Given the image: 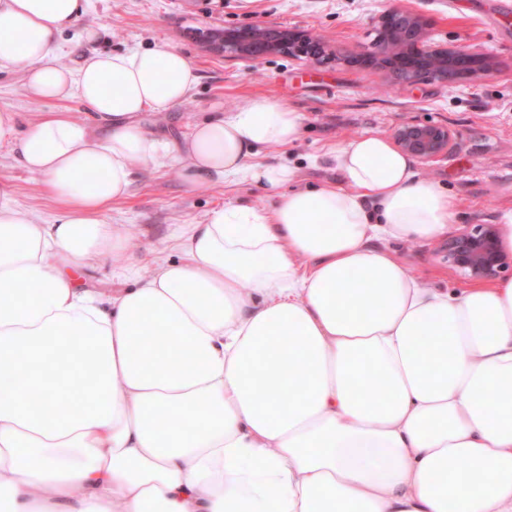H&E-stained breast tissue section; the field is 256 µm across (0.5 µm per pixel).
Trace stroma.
<instances>
[{"label": "stroma", "mask_w": 512, "mask_h": 512, "mask_svg": "<svg viewBox=\"0 0 512 512\" xmlns=\"http://www.w3.org/2000/svg\"><path fill=\"white\" fill-rule=\"evenodd\" d=\"M394 4L430 19L432 42L480 47L494 58V70L451 88L405 83L380 68L347 65V57L372 45L374 18ZM87 19L104 27L98 50L175 48L189 56L199 75L194 90L178 108L146 118L168 136L182 137L215 109L233 110L256 97L283 100L304 114L302 136L290 146L263 147L256 159L294 167L303 184L320 185L340 180L319 160L327 145L366 132L388 137L400 125L430 122L451 129L456 148L435 161L416 162L415 168L454 196L458 221L449 232L468 224H499L512 213V14H492L490 0H90ZM262 24L304 28L330 42L333 55L320 63L288 55L243 61L205 46L210 29ZM0 110L26 120L47 110L75 120L85 117L77 98L49 105L30 98L21 74L13 71L0 72ZM0 179L12 183L17 205L50 219L53 205L39 177L6 149H0ZM240 202L261 206L265 200L247 184L219 182L191 191L179 163L172 162L142 173L129 196L113 204L108 219L137 231L129 251L143 260L153 248L173 247L182 225L200 223L212 208ZM390 247L427 284L463 288L470 283L435 244L394 241Z\"/></svg>", "instance_id": "1"}]
</instances>
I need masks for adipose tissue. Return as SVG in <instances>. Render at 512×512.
I'll return each instance as SVG.
<instances>
[{"label": "adipose tissue", "mask_w": 512, "mask_h": 512, "mask_svg": "<svg viewBox=\"0 0 512 512\" xmlns=\"http://www.w3.org/2000/svg\"><path fill=\"white\" fill-rule=\"evenodd\" d=\"M88 8L0 0V70L87 109L23 130L0 110V147L54 206L42 221L0 180V512H512V278L428 286L387 246L443 238L454 197L373 132L325 152L338 185L254 162L302 135L284 101L180 140L147 129L196 69L175 49L96 50ZM169 160L190 189L245 183L273 206L209 210L136 264L106 214ZM106 259L121 288L85 287ZM80 31V28L76 27L65 33L62 37L64 52L60 55L58 61L69 67H76L82 53L87 49V47L81 46L78 43Z\"/></svg>", "instance_id": "ef3b65f1"}]
</instances>
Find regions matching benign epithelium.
<instances>
[{
  "label": "benign epithelium",
  "mask_w": 512,
  "mask_h": 512,
  "mask_svg": "<svg viewBox=\"0 0 512 512\" xmlns=\"http://www.w3.org/2000/svg\"><path fill=\"white\" fill-rule=\"evenodd\" d=\"M376 41L351 58L359 67L379 65L410 82L445 85L470 82L490 71L495 62L469 43L433 45L428 41L429 20L414 12L391 7L374 20ZM207 47L214 53L242 60L276 54L325 59L331 45L298 27L252 25L212 31ZM392 138L404 153L421 161L448 155L453 134L441 125L408 123L397 127ZM448 264L471 280H493L512 270V256L499 245L497 225L468 224L439 243Z\"/></svg>",
  "instance_id": "1"
}]
</instances>
